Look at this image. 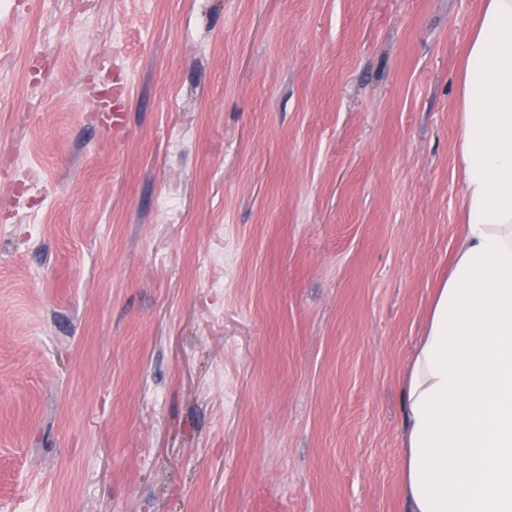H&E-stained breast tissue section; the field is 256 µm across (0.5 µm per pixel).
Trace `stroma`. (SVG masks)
<instances>
[{
    "instance_id": "stroma-1",
    "label": "stroma",
    "mask_w": 512,
    "mask_h": 512,
    "mask_svg": "<svg viewBox=\"0 0 512 512\" xmlns=\"http://www.w3.org/2000/svg\"><path fill=\"white\" fill-rule=\"evenodd\" d=\"M479 9L0 0V512H401Z\"/></svg>"
}]
</instances>
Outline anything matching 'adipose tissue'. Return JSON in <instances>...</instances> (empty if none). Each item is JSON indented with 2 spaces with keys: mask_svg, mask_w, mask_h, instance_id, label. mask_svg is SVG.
<instances>
[{
  "mask_svg": "<svg viewBox=\"0 0 512 512\" xmlns=\"http://www.w3.org/2000/svg\"><path fill=\"white\" fill-rule=\"evenodd\" d=\"M456 126L460 231L404 380L402 512H512V0H482Z\"/></svg>",
  "mask_w": 512,
  "mask_h": 512,
  "instance_id": "ef3b65f1",
  "label": "adipose tissue"
}]
</instances>
